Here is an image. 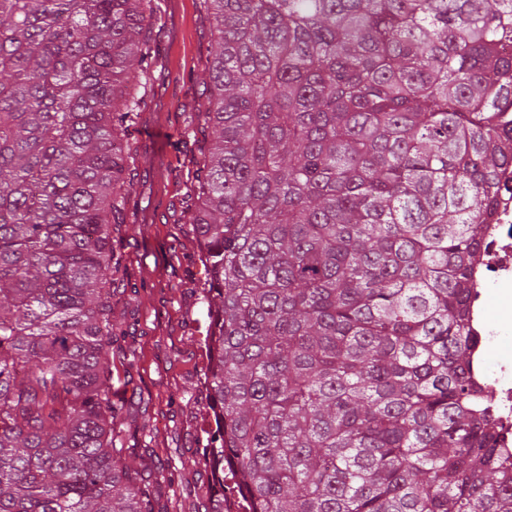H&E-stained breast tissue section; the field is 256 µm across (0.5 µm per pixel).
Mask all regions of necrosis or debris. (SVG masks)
<instances>
[{"label":"necrosis or debris","instance_id":"1","mask_svg":"<svg viewBox=\"0 0 512 512\" xmlns=\"http://www.w3.org/2000/svg\"><path fill=\"white\" fill-rule=\"evenodd\" d=\"M499 204L486 226L484 244L473 268L470 319L478 338L472 349L473 376L481 383L497 413L500 446L512 455V361L494 353L512 342V330L490 323L485 317L488 296L512 299V167L499 175Z\"/></svg>","mask_w":512,"mask_h":512}]
</instances>
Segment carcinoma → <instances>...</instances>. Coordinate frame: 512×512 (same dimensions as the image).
Masks as SVG:
<instances>
[{
  "label": "carcinoma",
  "instance_id": "1",
  "mask_svg": "<svg viewBox=\"0 0 512 512\" xmlns=\"http://www.w3.org/2000/svg\"><path fill=\"white\" fill-rule=\"evenodd\" d=\"M203 450L253 512H512L471 379L512 0H205ZM154 0H0V512H153L112 403V228Z\"/></svg>",
  "mask_w": 512,
  "mask_h": 512
}]
</instances>
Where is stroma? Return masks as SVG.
I'll return each mask as SVG.
<instances>
[{
  "label": "stroma",
  "instance_id": "35a3bbf8",
  "mask_svg": "<svg viewBox=\"0 0 512 512\" xmlns=\"http://www.w3.org/2000/svg\"><path fill=\"white\" fill-rule=\"evenodd\" d=\"M215 22L203 0H156L153 57L131 130L125 224L112 247V399L123 445L149 466L154 512H208L216 476L201 461L214 417L205 374L209 319L200 244L188 222L206 133Z\"/></svg>",
  "mask_w": 512,
  "mask_h": 512
}]
</instances>
